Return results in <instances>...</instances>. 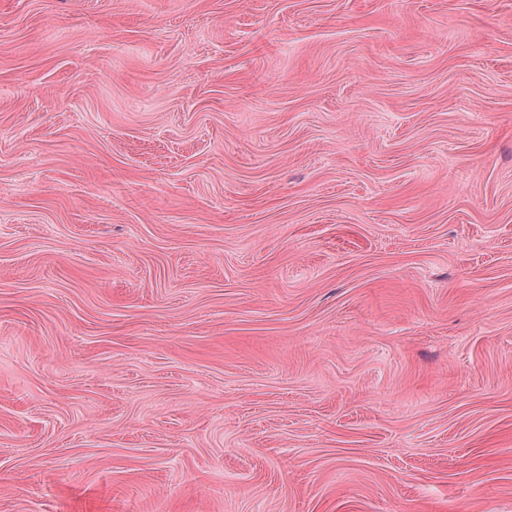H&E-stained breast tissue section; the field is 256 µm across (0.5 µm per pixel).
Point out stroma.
I'll return each instance as SVG.
<instances>
[{"mask_svg": "<svg viewBox=\"0 0 512 512\" xmlns=\"http://www.w3.org/2000/svg\"><path fill=\"white\" fill-rule=\"evenodd\" d=\"M0 512H512V0H0Z\"/></svg>", "mask_w": 512, "mask_h": 512, "instance_id": "35a3bbf8", "label": "stroma"}]
</instances>
